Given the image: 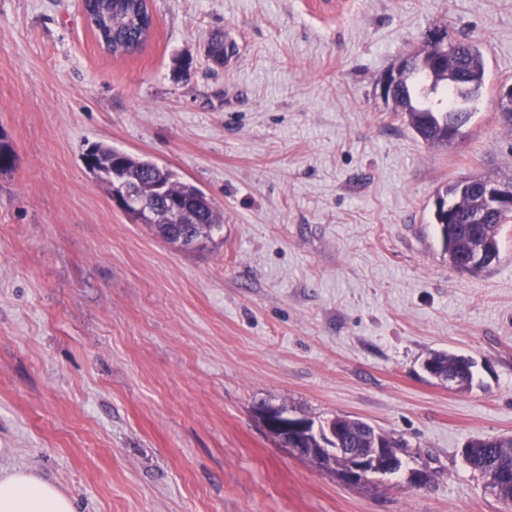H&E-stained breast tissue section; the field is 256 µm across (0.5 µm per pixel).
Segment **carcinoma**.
<instances>
[{
    "label": "carcinoma",
    "instance_id": "cac0c4a2",
    "mask_svg": "<svg viewBox=\"0 0 512 512\" xmlns=\"http://www.w3.org/2000/svg\"><path fill=\"white\" fill-rule=\"evenodd\" d=\"M92 30L97 41L112 47V55L138 52L152 33L153 19L147 0H87ZM229 53L224 36L216 33L208 42V58L221 66ZM486 60L482 50L470 41L443 45L435 39L407 51L398 66L397 89L385 99L391 111L407 118L422 140L434 147L448 146V113L456 108L457 86L465 81L485 83ZM15 151L0 139V172L14 168ZM94 164L106 174L116 173L138 194L156 199L151 231L180 251H203L213 232L223 224V214L195 184L180 178L173 170L140 156L95 143L88 148ZM464 177L438 190L439 210L433 221L439 228L448 263L460 272H472L465 262L476 251H483L487 264L499 258L500 239H488V224H466L468 213L481 206L478 196L464 187ZM430 374H452L460 379L457 390L472 388L474 362L463 355L436 351L425 360ZM347 448H373L380 444L394 458H403L408 445L391 434L376 430L363 420L343 421ZM465 461L482 477L494 474L500 481L498 500L512 503V436L472 439L463 449Z\"/></svg>",
    "mask_w": 512,
    "mask_h": 512
}]
</instances>
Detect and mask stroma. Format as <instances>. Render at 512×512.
I'll return each instance as SVG.
<instances>
[{"label":"stroma","instance_id":"1","mask_svg":"<svg viewBox=\"0 0 512 512\" xmlns=\"http://www.w3.org/2000/svg\"><path fill=\"white\" fill-rule=\"evenodd\" d=\"M152 35L103 51L82 0H0V467L75 512H512L460 452L512 435V223L460 273L431 216L464 175L512 177V0H149ZM223 32L235 51L214 66ZM441 34L480 44L467 138L427 145L379 80ZM193 59L189 73L176 69ZM102 142L224 214L182 253L113 207ZM471 358L457 392L423 369ZM362 418L407 442L354 487L278 447L260 402ZM429 481L412 485L408 473Z\"/></svg>","mask_w":512,"mask_h":512}]
</instances>
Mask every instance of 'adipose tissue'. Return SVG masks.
<instances>
[{"instance_id":"obj_1","label":"adipose tissue","mask_w":512,"mask_h":512,"mask_svg":"<svg viewBox=\"0 0 512 512\" xmlns=\"http://www.w3.org/2000/svg\"><path fill=\"white\" fill-rule=\"evenodd\" d=\"M0 512H74L69 496L31 469L0 471Z\"/></svg>"}]
</instances>
